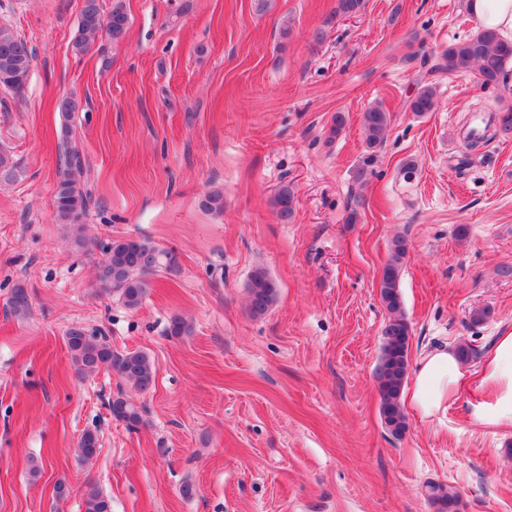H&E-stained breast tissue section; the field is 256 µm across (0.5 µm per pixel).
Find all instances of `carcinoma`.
Wrapping results in <instances>:
<instances>
[{"label": "carcinoma", "instance_id": "cac0c4a2", "mask_svg": "<svg viewBox=\"0 0 512 512\" xmlns=\"http://www.w3.org/2000/svg\"><path fill=\"white\" fill-rule=\"evenodd\" d=\"M128 28L129 16L122 0H114L107 14L102 12L100 0H84L79 35L72 45L73 54L84 56L91 42L99 36L114 44L120 43L124 41ZM33 59V48L10 28L0 26V88L21 93L27 84ZM439 68L450 73L474 71L481 86H497L505 82L512 71V42L502 39L494 31L481 28L468 38L449 45ZM437 106L436 90L430 84L419 86L408 102L410 111L417 116L433 112ZM390 121V113L381 105L374 104L362 112L361 126L367 147L374 148L383 142ZM500 134H512L511 109L500 116V124L494 126L490 134L470 135L467 149L475 150ZM69 135L70 127L66 125L62 134L65 163L55 189V218L76 230L75 243L83 249L87 247L83 236V219L92 202V195L80 184L82 161L79 154L68 147ZM271 203L281 218L288 219L295 208L294 192L284 186ZM105 254L106 258L96 272V289L101 294L118 295L129 309L138 308L149 293L151 285L148 275L160 268L171 269L176 264V256L172 252L141 239L114 240L106 246ZM406 255V240L396 238L379 279L380 299L388 312L375 372L380 398L379 415L386 430L396 437L402 436L408 429L402 392L410 369L412 328L403 309L400 291L401 269ZM278 294V282L266 269L256 268L248 284L250 314L255 318L265 316L275 305ZM10 304L15 314H27L30 301L25 289H14ZM192 332V323L178 315L172 318L168 327L171 336H189ZM66 344L75 372L79 375H92L101 369L110 370L139 392L148 391L154 383L155 363L144 351L117 352L112 349L107 337L89 333L81 326L68 329ZM108 407L112 417L130 429L144 423L143 408L121 389L109 400ZM98 444L95 431H84L76 448L77 455L85 461L92 459L97 453ZM426 493L436 512H459V496L447 485L431 483L427 485ZM84 512H112V499L97 485L91 484L85 493Z\"/></svg>", "mask_w": 512, "mask_h": 512}]
</instances>
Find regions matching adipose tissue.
I'll return each mask as SVG.
<instances>
[{"instance_id":"ef3b65f1","label":"adipose tissue","mask_w":512,"mask_h":512,"mask_svg":"<svg viewBox=\"0 0 512 512\" xmlns=\"http://www.w3.org/2000/svg\"><path fill=\"white\" fill-rule=\"evenodd\" d=\"M468 9L481 27L512 35V0H468ZM479 374L492 400L474 409V421L484 426L512 428V332L498 337ZM466 378L454 347L431 349L420 359L406 402L420 419H430L458 398Z\"/></svg>"}]
</instances>
